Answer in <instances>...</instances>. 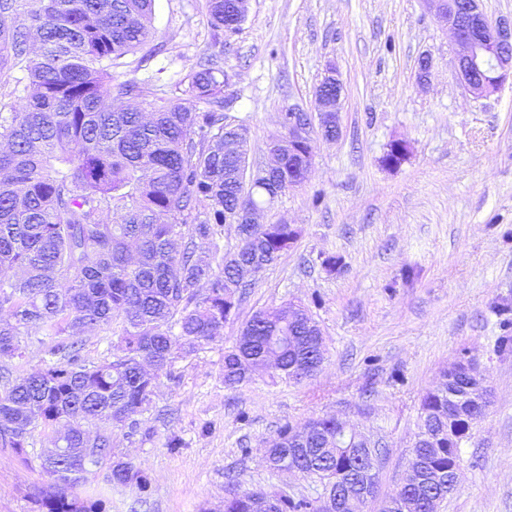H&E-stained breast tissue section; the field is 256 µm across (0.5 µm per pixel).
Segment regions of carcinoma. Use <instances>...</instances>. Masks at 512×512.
Returning <instances> with one entry per match:
<instances>
[{
	"instance_id": "carcinoma-1",
	"label": "carcinoma",
	"mask_w": 512,
	"mask_h": 512,
	"mask_svg": "<svg viewBox=\"0 0 512 512\" xmlns=\"http://www.w3.org/2000/svg\"><path fill=\"white\" fill-rule=\"evenodd\" d=\"M155 0H0V358L21 359L28 342L41 363L0 385V446L21 455L38 427L64 428L43 449L50 479L34 493L39 512H107L95 485L134 484L148 476L133 461L112 459V433L138 432L161 377L209 344L252 287L254 265L274 264L297 242L293 224H242L240 212L306 182L313 146L273 143L279 166L246 183L249 137L224 113V69L205 51L166 81L150 70L162 52L150 45ZM219 38L240 31L237 0H205ZM142 52L135 61L125 58ZM130 68L120 80L116 70ZM145 71L142 77L137 76ZM407 148L392 143L381 158L400 164ZM235 224L239 247L214 270L202 246L219 251ZM121 329L112 361L81 356V333ZM319 325L288 306L256 312L243 338L224 352V386L238 389L264 368L244 366L273 355L276 378L298 384L325 360ZM476 384L447 374L421 401L429 438L412 463L424 480L403 488L397 512H438L448 476L460 468L471 437L456 412L479 399ZM306 447L289 446L280 428L266 450L272 470L290 466L316 478L323 494L348 483L375 494L376 474L359 440L332 416L309 421ZM320 512L319 501L232 485L224 512Z\"/></svg>"
}]
</instances>
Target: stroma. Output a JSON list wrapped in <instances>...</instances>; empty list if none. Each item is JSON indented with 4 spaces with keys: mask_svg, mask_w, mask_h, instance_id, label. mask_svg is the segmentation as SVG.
<instances>
[{
    "mask_svg": "<svg viewBox=\"0 0 512 512\" xmlns=\"http://www.w3.org/2000/svg\"><path fill=\"white\" fill-rule=\"evenodd\" d=\"M199 3L155 0L157 65L187 70L212 43ZM424 55L432 69L422 83ZM331 64L344 85L342 135L316 139L308 181L259 218L301 235L247 289L221 336L161 380L140 434L113 428L114 453L145 470L151 489L113 487L112 512H214L230 478L317 499L320 483L269 469L265 450L281 426L326 415L384 447L365 509L380 512L406 474L422 395L464 357L478 362L491 404L439 512H512V85L481 100L466 93L453 37L425 0H248L221 65L234 74L226 114L247 126L251 161L266 160L285 108L315 112ZM396 140L409 154L383 166ZM287 303L323 332L320 371L299 384L260 374L226 388L224 352L242 326ZM47 483L38 464L0 447V512H37L31 492Z\"/></svg>",
    "mask_w": 512,
    "mask_h": 512,
    "instance_id": "1",
    "label": "stroma"
}]
</instances>
